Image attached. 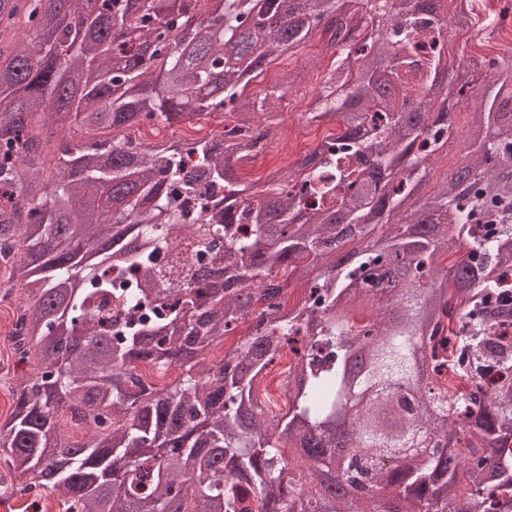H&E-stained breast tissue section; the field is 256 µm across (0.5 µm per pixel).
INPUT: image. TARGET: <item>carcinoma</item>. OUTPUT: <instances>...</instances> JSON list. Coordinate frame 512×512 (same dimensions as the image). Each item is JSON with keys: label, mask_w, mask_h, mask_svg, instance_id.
I'll return each instance as SVG.
<instances>
[{"label": "carcinoma", "mask_w": 512, "mask_h": 512, "mask_svg": "<svg viewBox=\"0 0 512 512\" xmlns=\"http://www.w3.org/2000/svg\"><path fill=\"white\" fill-rule=\"evenodd\" d=\"M454 2L0 0V263L27 296L12 348L36 359L0 449L23 490L66 512H512V382L477 383L512 376V58L423 55L428 29L475 27ZM319 29L333 61L308 121L343 130L288 171L242 184L239 122L126 135L270 111L245 87ZM450 145L467 175L436 179ZM285 347L273 416L259 387ZM145 362L182 372L147 385ZM192 128L193 126H188L181 123H174L173 125H160L158 127L141 125L140 132L142 136L148 140V142L165 140L169 143H178L180 141L184 142L189 139L201 138L207 135L206 131L197 132Z\"/></svg>", "instance_id": "1"}]
</instances>
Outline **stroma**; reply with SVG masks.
Masks as SVG:
<instances>
[{
	"label": "stroma",
	"mask_w": 512,
	"mask_h": 512,
	"mask_svg": "<svg viewBox=\"0 0 512 512\" xmlns=\"http://www.w3.org/2000/svg\"><path fill=\"white\" fill-rule=\"evenodd\" d=\"M327 37L316 34L296 52L286 54L275 61L248 86L250 95L263 99L275 93L280 73L300 71L305 75L303 83L288 88L278 100L275 109L264 115L263 120L271 130V149L267 155L253 161L238 172L242 183L249 184L263 179L272 170L281 168L287 160L298 158L313 149L327 133L337 130V123L307 122L305 114L321 88L325 77L324 68L331 58L326 49ZM24 296L13 293L0 298V363L5 371L0 372V424L6 420L13 405V390L16 381L11 369L14 352L7 338L13 316ZM0 512H64L59 495H44L33 498L24 492L18 474L0 459Z\"/></svg>",
	"instance_id": "35a3bbf8"
}]
</instances>
